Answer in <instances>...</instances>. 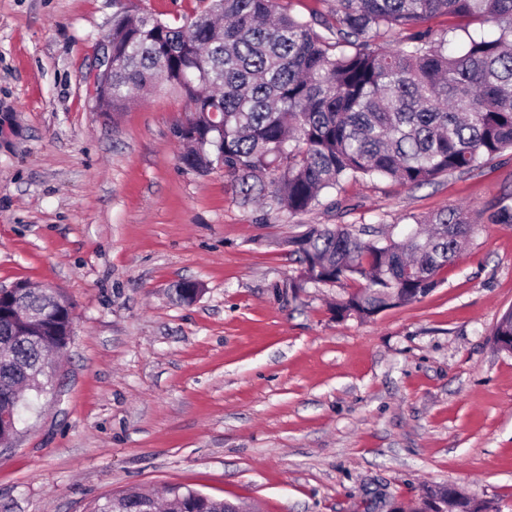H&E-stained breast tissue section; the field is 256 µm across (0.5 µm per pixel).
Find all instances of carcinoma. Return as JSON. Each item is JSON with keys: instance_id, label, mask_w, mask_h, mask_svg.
Listing matches in <instances>:
<instances>
[{"instance_id": "obj_1", "label": "carcinoma", "mask_w": 512, "mask_h": 512, "mask_svg": "<svg viewBox=\"0 0 512 512\" xmlns=\"http://www.w3.org/2000/svg\"><path fill=\"white\" fill-rule=\"evenodd\" d=\"M451 21L436 36L426 23ZM491 26L495 34L485 36ZM396 48L380 43L393 31ZM191 101L176 128L181 164L224 170L248 206L267 198L290 217L322 203L357 178L420 187L477 169L512 150V0H333L305 21L280 0H210L207 10L172 26L133 6L112 19V97L124 111L132 95L157 82ZM512 224V192L491 216ZM400 240H364L343 224H308L285 245L307 282L363 280L336 303V317L366 320L405 306L441 284L439 274L475 233L466 209L451 205L415 219ZM29 289L0 298V404L20 421L24 392H46L55 370L46 355L66 349L69 311L48 308ZM44 312L33 336L16 335L20 306ZM512 348V315L492 331ZM164 512H224V501L172 488ZM152 492L130 488L93 500L86 512H143Z\"/></svg>"}]
</instances>
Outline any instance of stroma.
I'll return each mask as SVG.
<instances>
[{
    "instance_id": "1",
    "label": "stroma",
    "mask_w": 512,
    "mask_h": 512,
    "mask_svg": "<svg viewBox=\"0 0 512 512\" xmlns=\"http://www.w3.org/2000/svg\"><path fill=\"white\" fill-rule=\"evenodd\" d=\"M126 0H0V287L63 294L51 393L0 453V512H85L187 486L251 512H413L452 485L512 512V151L419 187L346 182L342 209L241 206L179 161L187 101L160 86L95 111L96 47ZM469 209L476 232L420 301L337 318L354 283L303 281L304 224L408 233ZM203 287L194 302L174 287ZM492 340L496 349L501 352L508 351L512 347V312L510 316L504 313L492 331ZM512 353V349H511ZM155 496L152 492L140 489L130 488L112 497L96 499L91 501L86 512H143L149 510V503H154Z\"/></svg>"
}]
</instances>
